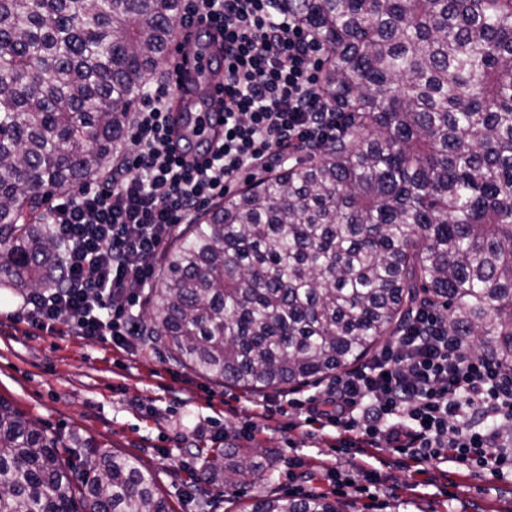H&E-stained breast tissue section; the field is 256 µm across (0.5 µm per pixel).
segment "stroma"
Listing matches in <instances>:
<instances>
[{
  "mask_svg": "<svg viewBox=\"0 0 512 512\" xmlns=\"http://www.w3.org/2000/svg\"><path fill=\"white\" fill-rule=\"evenodd\" d=\"M22 299L0 291V397L48 433L78 430L99 452L133 456L152 469L174 512H197L188 497L190 473L203 470L199 447L258 448L274 468L247 495L199 481L208 512H249L254 497L323 494L345 512H512V483L445 462L426 475L385 458L368 491L347 493L337 481L356 479V459L327 441L291 428L289 396H323L327 383L247 393L176 366L165 340L123 348L73 336H29L12 323Z\"/></svg>",
  "mask_w": 512,
  "mask_h": 512,
  "instance_id": "obj_1",
  "label": "stroma"
}]
</instances>
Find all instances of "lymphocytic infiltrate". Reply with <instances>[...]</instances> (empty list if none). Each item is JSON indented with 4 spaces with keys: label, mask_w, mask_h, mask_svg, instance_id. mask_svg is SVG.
<instances>
[{
    "label": "lymphocytic infiltrate",
    "mask_w": 512,
    "mask_h": 512,
    "mask_svg": "<svg viewBox=\"0 0 512 512\" xmlns=\"http://www.w3.org/2000/svg\"><path fill=\"white\" fill-rule=\"evenodd\" d=\"M202 17L224 40L222 136L200 141L210 157L197 162L174 138L171 83L143 92L118 170L45 212L67 251L60 285L24 303L31 332L133 345L141 337L133 308L180 225L195 223L240 172H269L343 132L345 116L312 60L318 38L284 0H183L174 26ZM290 404L304 425L333 428L337 447L384 443L408 464L448 460L512 478V368L474 352L429 305L373 360L337 376L327 399Z\"/></svg>",
    "instance_id": "obj_1"
}]
</instances>
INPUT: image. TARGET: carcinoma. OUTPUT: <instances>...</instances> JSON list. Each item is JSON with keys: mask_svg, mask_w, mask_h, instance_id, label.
I'll return each mask as SVG.
<instances>
[{"mask_svg": "<svg viewBox=\"0 0 512 512\" xmlns=\"http://www.w3.org/2000/svg\"><path fill=\"white\" fill-rule=\"evenodd\" d=\"M343 133L209 207L163 256L147 339L247 391L347 370L425 303L512 366V0H288ZM180 0H0V288L59 284L49 196L105 176L167 62ZM93 457L84 467L64 456ZM204 479L274 467L199 448ZM0 512H172L155 472L0 397ZM253 512H343L280 495Z\"/></svg>", "mask_w": 512, "mask_h": 512, "instance_id": "obj_1", "label": "carcinoma"}]
</instances>
